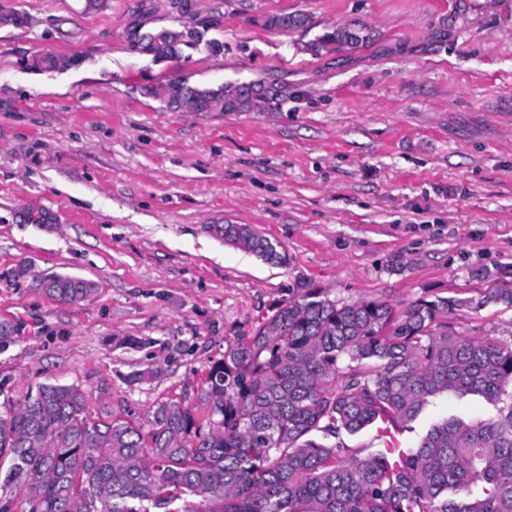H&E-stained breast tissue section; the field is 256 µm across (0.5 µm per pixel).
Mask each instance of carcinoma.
I'll return each instance as SVG.
<instances>
[{
  "instance_id": "cac0c4a2",
  "label": "carcinoma",
  "mask_w": 512,
  "mask_h": 512,
  "mask_svg": "<svg viewBox=\"0 0 512 512\" xmlns=\"http://www.w3.org/2000/svg\"><path fill=\"white\" fill-rule=\"evenodd\" d=\"M271 30L308 27L273 14ZM199 41L186 27L170 39ZM364 42L348 30L322 43ZM145 94L184 112H251L265 80L244 88L176 79ZM215 236L276 264L286 255L250 224H214ZM40 290L62 303L93 284L59 274ZM512 308V288L476 297L424 295L403 305L340 302L320 288L280 301L249 335L208 366L206 421L178 401L146 417L129 406L89 410L76 385L44 383L0 414V512H512V338L465 336V313ZM483 400L491 413L415 430L433 400ZM376 431L379 448L346 438ZM212 507L202 510L196 502Z\"/></svg>"
}]
</instances>
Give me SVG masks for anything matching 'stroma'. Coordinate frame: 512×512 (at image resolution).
<instances>
[{"mask_svg": "<svg viewBox=\"0 0 512 512\" xmlns=\"http://www.w3.org/2000/svg\"><path fill=\"white\" fill-rule=\"evenodd\" d=\"M299 13L304 29L264 27ZM196 27L155 62L129 35ZM349 30L366 43L318 47ZM222 43L220 52L207 44ZM56 54L71 67L33 70ZM263 78L287 98L180 112L144 94ZM249 224L287 255L224 244ZM97 291L60 304L51 274ZM512 288V0H0V412L38 384L204 413L205 369L305 288L398 304ZM512 337V311L463 319Z\"/></svg>", "mask_w": 512, "mask_h": 512, "instance_id": "35a3bbf8", "label": "stroma"}]
</instances>
